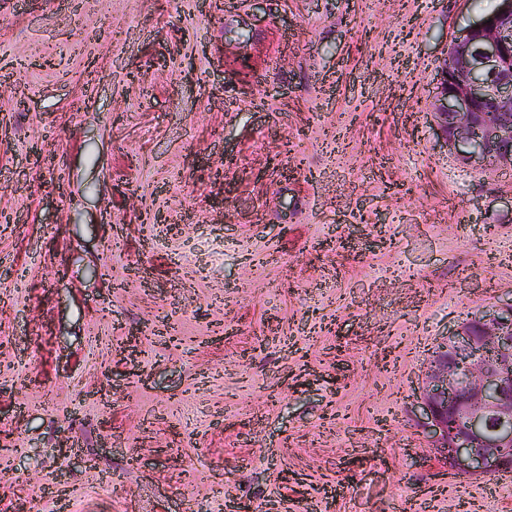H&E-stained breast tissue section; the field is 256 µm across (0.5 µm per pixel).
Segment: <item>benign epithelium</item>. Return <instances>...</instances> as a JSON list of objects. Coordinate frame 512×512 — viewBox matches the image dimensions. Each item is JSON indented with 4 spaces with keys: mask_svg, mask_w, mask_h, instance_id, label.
I'll return each mask as SVG.
<instances>
[{
    "mask_svg": "<svg viewBox=\"0 0 512 512\" xmlns=\"http://www.w3.org/2000/svg\"><path fill=\"white\" fill-rule=\"evenodd\" d=\"M433 112L460 163L512 170V0L451 38ZM416 427L462 478L512 473V304L438 344Z\"/></svg>",
    "mask_w": 512,
    "mask_h": 512,
    "instance_id": "7a95c632",
    "label": "benign epithelium"
}]
</instances>
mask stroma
<instances>
[{"mask_svg":"<svg viewBox=\"0 0 512 512\" xmlns=\"http://www.w3.org/2000/svg\"><path fill=\"white\" fill-rule=\"evenodd\" d=\"M494 5L0 0V512H512L408 423L512 302V171L432 110Z\"/></svg>","mask_w":512,"mask_h":512,"instance_id":"35a3bbf8","label":"stroma"}]
</instances>
